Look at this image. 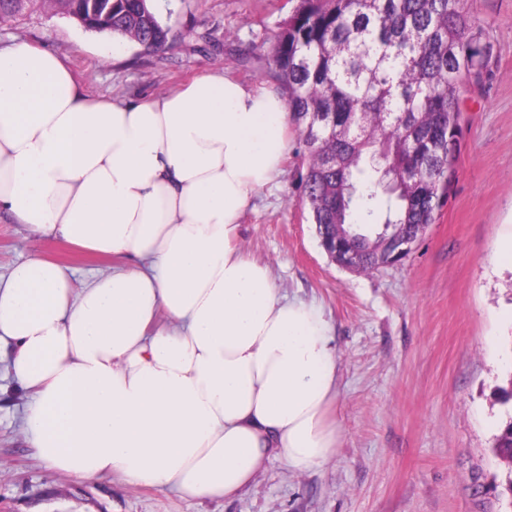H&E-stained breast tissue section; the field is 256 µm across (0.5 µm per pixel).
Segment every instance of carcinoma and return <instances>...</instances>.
<instances>
[{"label":"carcinoma","instance_id":"1","mask_svg":"<svg viewBox=\"0 0 512 512\" xmlns=\"http://www.w3.org/2000/svg\"><path fill=\"white\" fill-rule=\"evenodd\" d=\"M106 2L103 17L90 0H0V21L38 4L148 51L165 44L147 0ZM493 57L471 0H298L284 22L267 65L308 148L304 205L319 237L355 238L359 271L379 269L394 226L435 223L462 132L459 78H480ZM495 454L512 469V419Z\"/></svg>","mask_w":512,"mask_h":512}]
</instances>
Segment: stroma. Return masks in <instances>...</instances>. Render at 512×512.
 <instances>
[{
  "label": "stroma",
  "instance_id": "35a3bbf8",
  "mask_svg": "<svg viewBox=\"0 0 512 512\" xmlns=\"http://www.w3.org/2000/svg\"><path fill=\"white\" fill-rule=\"evenodd\" d=\"M296 0H174L161 15L162 49L127 43L42 10L0 23V42L54 52L90 98L137 100L219 66L237 81L276 90L264 56ZM496 59L481 81L463 79L455 177L436 221L402 262L348 271L321 248L302 205L308 150H291L259 190L236 243L266 264L289 295L320 305L338 342L333 406L341 445L308 473L270 458L230 499L187 501L105 477L93 483L35 459L19 428L23 393L0 381V512H512L507 466L494 452L512 402L495 390L512 374V268L492 261L512 228V0H473ZM38 248L78 269L110 266L61 240L31 243L0 223V272Z\"/></svg>",
  "mask_w": 512,
  "mask_h": 512
}]
</instances>
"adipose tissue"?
<instances>
[{
	"instance_id": "obj_1",
	"label": "adipose tissue",
	"mask_w": 512,
	"mask_h": 512,
	"mask_svg": "<svg viewBox=\"0 0 512 512\" xmlns=\"http://www.w3.org/2000/svg\"><path fill=\"white\" fill-rule=\"evenodd\" d=\"M290 123L281 95L220 70L95 100L53 52L0 46V217L115 259L79 275L34 249L0 273L36 459L204 501L270 457L304 473L335 455L334 325L235 244Z\"/></svg>"
}]
</instances>
